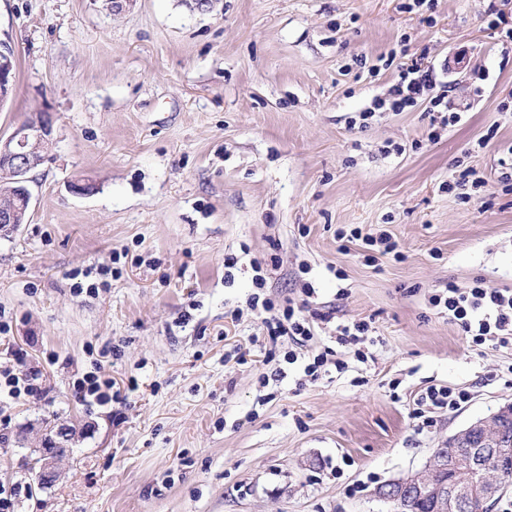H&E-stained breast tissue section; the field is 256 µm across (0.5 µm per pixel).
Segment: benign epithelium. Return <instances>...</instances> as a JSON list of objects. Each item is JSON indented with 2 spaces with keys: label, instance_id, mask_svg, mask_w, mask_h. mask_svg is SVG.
Masks as SVG:
<instances>
[{
  "label": "benign epithelium",
  "instance_id": "obj_1",
  "mask_svg": "<svg viewBox=\"0 0 512 512\" xmlns=\"http://www.w3.org/2000/svg\"><path fill=\"white\" fill-rule=\"evenodd\" d=\"M9 48H0V104H4L13 90V75L10 74L11 64ZM53 117L48 113L25 124L17 126L13 132L0 137V161L9 167L13 182L18 184V191L23 193L26 201H31L27 193L28 175L40 166L47 157L52 144ZM22 218L14 212L0 210V231L10 233L21 224ZM499 427L494 417L480 419L468 428L456 433L454 439L461 443L467 442L475 435H480L479 446L494 448L501 454H512V448H499L497 443ZM75 435L74 429L65 424L57 426L51 435L43 439V448L39 456L33 460L32 469L38 481L50 483L56 477L55 464L66 453ZM451 469L459 473L450 481L443 480V475ZM504 486L499 482L496 473L489 471L480 483L471 480L466 470L460 468L456 460H450L438 453H432L423 468L408 476L391 480L376 489L375 495L383 501L398 498L407 492L412 495L430 497L434 501V512H468L475 496L485 501L492 500Z\"/></svg>",
  "mask_w": 512,
  "mask_h": 512
}]
</instances>
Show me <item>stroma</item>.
Here are the masks:
<instances>
[{"instance_id": "35a3bbf8", "label": "stroma", "mask_w": 512, "mask_h": 512, "mask_svg": "<svg viewBox=\"0 0 512 512\" xmlns=\"http://www.w3.org/2000/svg\"><path fill=\"white\" fill-rule=\"evenodd\" d=\"M408 2L0 0L16 61L0 135L54 118L28 220L0 235V320L46 389L0 391L14 512H393L377 486L512 404V351L470 347L427 304L480 275L512 288V192L498 182L512 40L488 26L498 12L512 27V0ZM404 39L435 71L431 96L462 114L434 141L422 106L348 123L387 92L393 70L371 68ZM461 164L486 179L481 196L448 191ZM354 227L387 230L399 256L367 260L336 236ZM244 249L275 259V302L371 322L370 359L337 347L328 323L307 351L336 348L346 369L309 382L286 365L292 343L270 342L247 307L248 259L224 281L225 255ZM77 271L97 294L74 292ZM281 366L283 382L260 385ZM97 368L105 406L72 394L73 374ZM432 384L472 399L422 431L412 401ZM63 422L75 438L39 486L31 463Z\"/></svg>"}]
</instances>
